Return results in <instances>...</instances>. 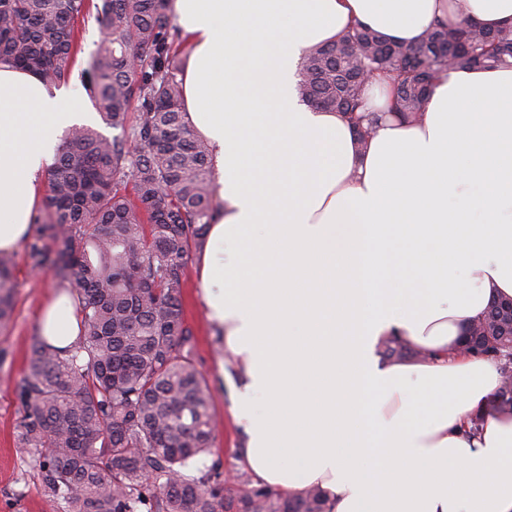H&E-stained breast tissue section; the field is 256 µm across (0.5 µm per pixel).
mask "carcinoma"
I'll list each match as a JSON object with an SVG mask.
<instances>
[{
	"instance_id": "carcinoma-1",
	"label": "carcinoma",
	"mask_w": 512,
	"mask_h": 512,
	"mask_svg": "<svg viewBox=\"0 0 512 512\" xmlns=\"http://www.w3.org/2000/svg\"><path fill=\"white\" fill-rule=\"evenodd\" d=\"M169 0H0V62L48 86L71 79L84 53L79 24L108 31L79 72L108 137L70 127L48 172L43 212L32 221L29 271L49 273L77 293L81 334L65 349L35 341L18 386L16 450L38 460L43 493L63 512H329L318 487L284 497L261 486L230 489L212 455L217 424L208 382L192 355L184 318L185 269L206 244L216 186L210 150L191 126L178 79L186 47L172 33ZM512 68V26L470 20L436 24L414 45L391 42L362 24L312 49L298 96L369 129L391 114L424 112L442 72ZM386 72L388 110L366 107V75ZM15 262L0 252V328L14 311ZM506 303L469 336L468 353L500 364L497 409L512 413V337ZM388 359L409 357L400 337Z\"/></svg>"
}]
</instances>
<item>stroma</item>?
<instances>
[{"label": "stroma", "mask_w": 512, "mask_h": 512, "mask_svg": "<svg viewBox=\"0 0 512 512\" xmlns=\"http://www.w3.org/2000/svg\"><path fill=\"white\" fill-rule=\"evenodd\" d=\"M14 260L15 310L9 326L0 329V512H61L60 504L43 494L32 459L20 458L15 451L18 383L36 339V323L50 283L30 275L25 250L15 251ZM183 309L193 330V358L209 383L211 411L218 423L214 456L221 462V473L249 480V473L239 464L244 441L229 413V384L220 377L219 365L226 356L224 344L219 330L206 318L196 264L192 261L185 270Z\"/></svg>", "instance_id": "1"}]
</instances>
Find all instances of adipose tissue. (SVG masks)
I'll return each mask as SVG.
<instances>
[{"mask_svg":"<svg viewBox=\"0 0 512 512\" xmlns=\"http://www.w3.org/2000/svg\"><path fill=\"white\" fill-rule=\"evenodd\" d=\"M169 10L190 46L188 118L212 149L199 280L234 371L243 468L286 496L320 487L332 512H512L502 374L462 348L491 298L512 297V69L442 73L418 120L364 142L295 90L309 50L351 23L414 44L437 20L512 25V0ZM80 117L65 92L0 63V250L25 240L56 134ZM36 331L76 343L68 289L52 290ZM394 335L415 356L381 360Z\"/></svg>","mask_w":512,"mask_h":512,"instance_id":"1","label":"adipose tissue"}]
</instances>
